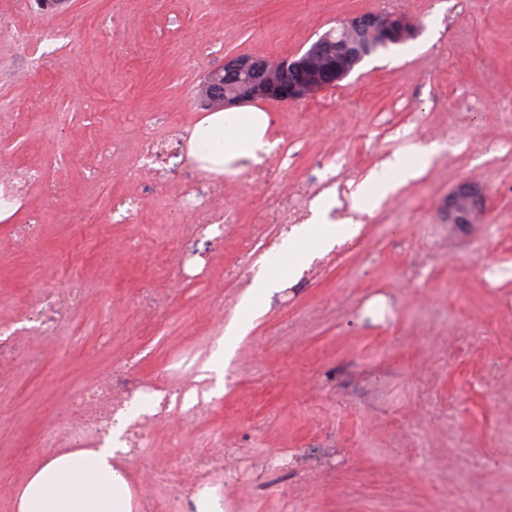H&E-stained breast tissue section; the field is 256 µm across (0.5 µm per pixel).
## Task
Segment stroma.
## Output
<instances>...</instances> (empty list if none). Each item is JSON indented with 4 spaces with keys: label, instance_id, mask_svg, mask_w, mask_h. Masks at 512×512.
I'll list each match as a JSON object with an SVG mask.
<instances>
[{
    "label": "stroma",
    "instance_id": "stroma-1",
    "mask_svg": "<svg viewBox=\"0 0 512 512\" xmlns=\"http://www.w3.org/2000/svg\"><path fill=\"white\" fill-rule=\"evenodd\" d=\"M367 11L421 32L316 98L264 104L287 162L224 177L223 241L191 239L201 275L160 292L196 216L176 214L177 186L128 181L99 130L134 153L144 118L161 135L192 128L225 57L291 55ZM2 14L59 38L0 41V169L40 175L0 223V322L23 325L46 288L90 301L65 336L15 340L0 512L51 449L73 447L74 392L129 354L142 378L212 386L206 367L290 203L324 187L350 215L383 159L430 143L427 173L365 217L364 244L314 260L238 338L223 393L170 407L124 460L132 512H194L184 466L204 459L224 512H512V0H0ZM467 182L485 209L449 223ZM128 197L140 228L107 220Z\"/></svg>",
    "mask_w": 512,
    "mask_h": 512
}]
</instances>
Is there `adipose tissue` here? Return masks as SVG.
Listing matches in <instances>:
<instances>
[{"instance_id": "ef3b65f1", "label": "adipose tissue", "mask_w": 512, "mask_h": 512, "mask_svg": "<svg viewBox=\"0 0 512 512\" xmlns=\"http://www.w3.org/2000/svg\"><path fill=\"white\" fill-rule=\"evenodd\" d=\"M190 155L207 172L221 175L229 165L247 170L260 165L279 146L268 134L265 112L254 105L204 116L188 141ZM436 146H418L413 156L388 158L383 180L367 177L352 195L354 213L372 214L379 204L418 179L429 166ZM333 205L323 201L301 224L292 225L276 247V257L257 274L241 305V314L226 327L220 361L211 363L223 375L224 363L234 354L235 340L244 335L268 307L275 293L300 278L309 265L336 247L351 244L363 227L352 217L332 216ZM117 425L99 448L54 452L30 474L20 489L18 512H132L130 484L120 465L129 452Z\"/></svg>"}]
</instances>
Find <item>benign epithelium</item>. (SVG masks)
<instances>
[{"mask_svg": "<svg viewBox=\"0 0 512 512\" xmlns=\"http://www.w3.org/2000/svg\"><path fill=\"white\" fill-rule=\"evenodd\" d=\"M419 26L403 14L359 13L319 36L304 52L272 59L242 54L204 78L200 106L217 102L230 110L251 102L299 103L317 97L347 78L372 51L418 37ZM482 208L477 186L461 185L448 197V223L470 224Z\"/></svg>", "mask_w": 512, "mask_h": 512, "instance_id": "benign-epithelium-1", "label": "benign epithelium"}]
</instances>
